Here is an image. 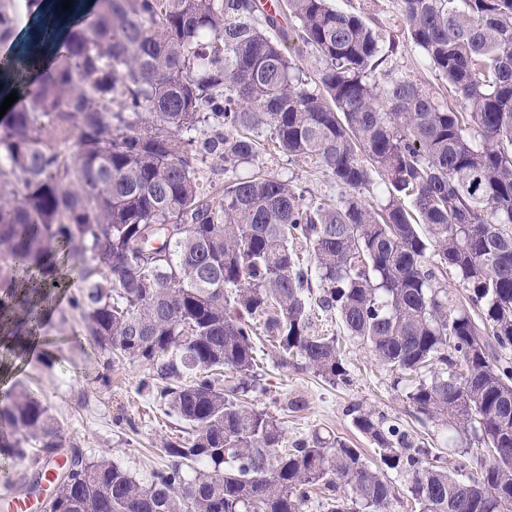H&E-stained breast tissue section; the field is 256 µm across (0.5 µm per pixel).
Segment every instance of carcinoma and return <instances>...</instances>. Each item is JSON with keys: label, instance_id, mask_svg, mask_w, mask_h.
<instances>
[{"label": "carcinoma", "instance_id": "carcinoma-1", "mask_svg": "<svg viewBox=\"0 0 512 512\" xmlns=\"http://www.w3.org/2000/svg\"><path fill=\"white\" fill-rule=\"evenodd\" d=\"M24 2L37 23L0 69V91L23 88L0 118V341L24 349L51 314L43 285L75 276L88 344L108 364L147 366L148 392L186 424L144 482L64 451L48 406L21 389L0 408L18 437L0 447L28 461L25 496L48 478V512H304L318 492L325 512H388L395 470L418 512H512V0H397L386 39L329 0L270 12L257 0H95L88 26L69 28L63 0ZM51 22L66 28L59 43ZM17 24L14 0H0V40ZM402 37L452 101L407 76L378 80ZM290 38L316 55L314 75ZM265 135L340 196L306 203L286 178L236 175ZM214 158L230 173L219 203L198 181ZM374 175L385 199L370 205ZM317 308L388 370L429 369L406 398L488 449L474 475L370 412L354 425L375 462L319 435L283 447L276 421L238 393L260 325L281 362L348 381L336 338L312 332ZM226 371L239 376L230 390Z\"/></svg>", "mask_w": 512, "mask_h": 512}]
</instances>
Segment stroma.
Listing matches in <instances>:
<instances>
[{
    "label": "stroma",
    "mask_w": 512,
    "mask_h": 512,
    "mask_svg": "<svg viewBox=\"0 0 512 512\" xmlns=\"http://www.w3.org/2000/svg\"><path fill=\"white\" fill-rule=\"evenodd\" d=\"M381 69L389 77L409 76L434 97L450 95L447 83L428 68L412 43L389 56ZM258 168L288 178L309 200L333 199L340 193L330 177L272 148L261 152L254 163L241 166L240 172L245 175ZM78 288L74 282L56 295V313L41 349L0 353V407L9 402L14 388L34 389L49 406L65 444L107 455L137 478L149 479L166 462L163 441L184 436V425L142 390L146 366L130 361L105 365L86 343L80 314L73 306ZM313 330L336 338L349 371L348 383L333 385L299 365L282 364L266 335L255 338L257 388L249 400L277 420L284 446L318 434L352 442L367 458H374L373 445L353 426L355 412L361 409L399 423L416 446L443 457L449 467L471 463L473 451L464 439H452L450 429L442 424L415 418L406 398L407 383H396L394 373L377 363L369 347L346 335L335 314L315 313Z\"/></svg>",
    "instance_id": "35a3bbf8"
}]
</instances>
